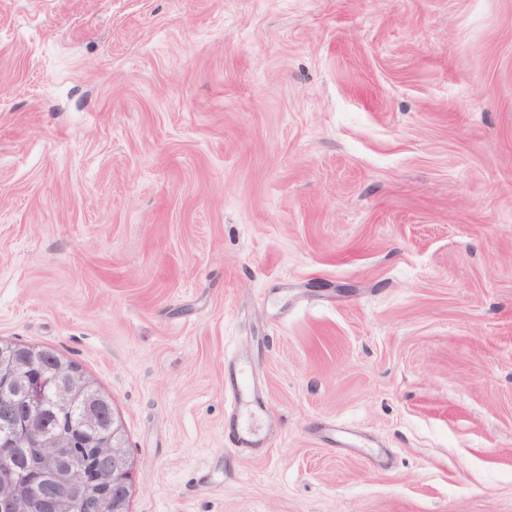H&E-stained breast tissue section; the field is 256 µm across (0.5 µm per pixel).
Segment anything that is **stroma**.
Listing matches in <instances>:
<instances>
[{"mask_svg": "<svg viewBox=\"0 0 512 512\" xmlns=\"http://www.w3.org/2000/svg\"><path fill=\"white\" fill-rule=\"evenodd\" d=\"M0 341L129 512H512V0H0Z\"/></svg>", "mask_w": 512, "mask_h": 512, "instance_id": "stroma-1", "label": "stroma"}]
</instances>
